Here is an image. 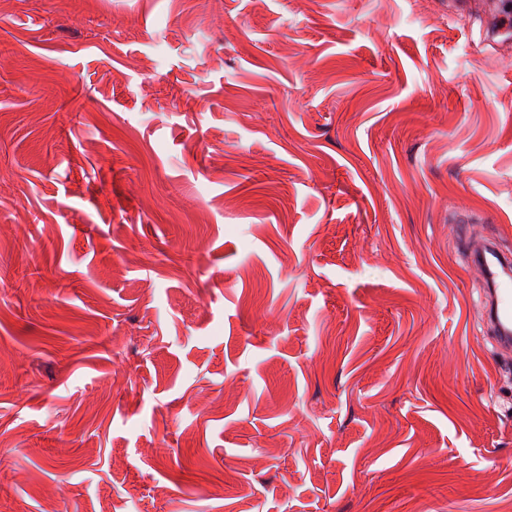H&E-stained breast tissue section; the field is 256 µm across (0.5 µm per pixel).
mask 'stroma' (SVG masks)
I'll use <instances>...</instances> for the list:
<instances>
[{"label":"stroma","instance_id":"obj_1","mask_svg":"<svg viewBox=\"0 0 512 512\" xmlns=\"http://www.w3.org/2000/svg\"><path fill=\"white\" fill-rule=\"evenodd\" d=\"M472 236L480 12L0 0V512H512Z\"/></svg>","mask_w":512,"mask_h":512}]
</instances>
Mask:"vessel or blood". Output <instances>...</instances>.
Returning <instances> with one entry per match:
<instances>
[{
	"label": "vessel or blood",
	"mask_w": 512,
	"mask_h": 512,
	"mask_svg": "<svg viewBox=\"0 0 512 512\" xmlns=\"http://www.w3.org/2000/svg\"><path fill=\"white\" fill-rule=\"evenodd\" d=\"M468 257L480 267L487 282L486 319L496 341L512 345V255L491 241L472 245Z\"/></svg>",
	"instance_id": "vessel-or-blood-1"
}]
</instances>
